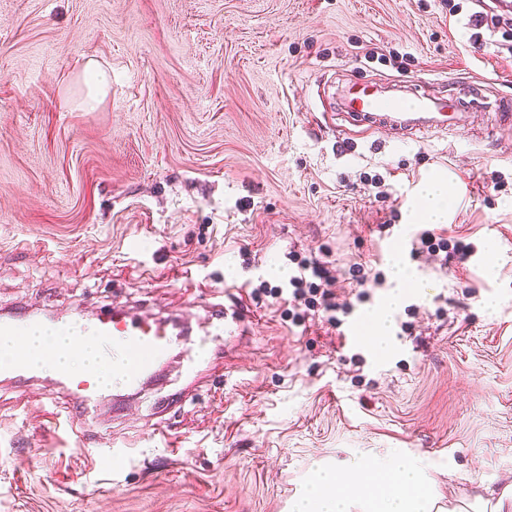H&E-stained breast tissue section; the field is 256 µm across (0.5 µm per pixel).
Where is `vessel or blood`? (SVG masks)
Wrapping results in <instances>:
<instances>
[{"mask_svg":"<svg viewBox=\"0 0 512 512\" xmlns=\"http://www.w3.org/2000/svg\"><path fill=\"white\" fill-rule=\"evenodd\" d=\"M406 87L404 96L385 97L372 85L355 82L344 87L343 105L373 132L382 133L391 128L413 134L455 131L480 106L472 89L435 101L421 92L414 81H407ZM244 321L240 307L232 305L216 313L213 327L230 340L241 335ZM58 326L63 330L78 328L80 342L94 347L100 366H110L115 350H122L124 379L130 390L138 389L154 375L156 366L167 357L173 343L169 322L119 308L91 321L62 320ZM61 382L74 395L77 416L94 420L97 404L108 393V386L93 378L75 380L66 375Z\"/></svg>","mask_w":512,"mask_h":512,"instance_id":"obj_1","label":"vessel or blood"}]
</instances>
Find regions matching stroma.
Here are the masks:
<instances>
[{"label":"stroma","instance_id":"stroma-1","mask_svg":"<svg viewBox=\"0 0 512 512\" xmlns=\"http://www.w3.org/2000/svg\"><path fill=\"white\" fill-rule=\"evenodd\" d=\"M394 52L427 93L482 87L481 111L451 135L344 149V86L400 79ZM90 58L112 76L92 109ZM504 96L512 16L477 0L455 21L448 0H0V316L121 307L179 340L75 434L53 375L0 378V512H290L318 465L401 451L442 503L512 478ZM437 172L457 188L434 230L474 247L444 266L410 254L415 189ZM292 251L336 266L340 297L358 273L387 279L341 327L297 322L288 297L251 294L287 288ZM398 253L426 289L406 290L381 355L348 334L390 297ZM233 302L242 336L186 375L185 347Z\"/></svg>","mask_w":512,"mask_h":512}]
</instances>
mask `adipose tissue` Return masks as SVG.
<instances>
[{"instance_id": "1", "label": "adipose tissue", "mask_w": 512, "mask_h": 512, "mask_svg": "<svg viewBox=\"0 0 512 512\" xmlns=\"http://www.w3.org/2000/svg\"><path fill=\"white\" fill-rule=\"evenodd\" d=\"M448 179L435 176L423 181L417 190V205L423 221L444 224L450 205ZM393 279L398 290L392 293L383 309L365 318L366 334L371 346L386 351L385 337L390 329V316L401 295L399 289L413 281L402 258H395ZM70 338L57 331L35 326L25 330L23 344L0 337V361L13 356L17 349L39 352L58 348L55 357L43 359L44 371L67 370L83 376L93 363L89 349L72 351ZM436 499L427 486L418 461L408 455L395 454L373 463L358 462L349 472L320 469L315 473L310 489L294 504V512H433Z\"/></svg>"}]
</instances>
